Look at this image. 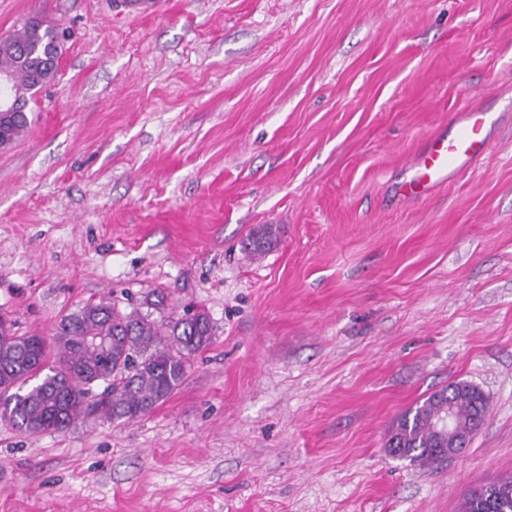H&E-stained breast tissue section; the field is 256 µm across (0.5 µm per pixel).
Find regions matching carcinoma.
<instances>
[{"instance_id":"obj_1","label":"carcinoma","mask_w":512,"mask_h":512,"mask_svg":"<svg viewBox=\"0 0 512 512\" xmlns=\"http://www.w3.org/2000/svg\"><path fill=\"white\" fill-rule=\"evenodd\" d=\"M61 45L58 27L44 19L0 38V73L16 95L25 99L54 80ZM27 128L26 114L0 112V147L15 144ZM278 232L274 224L261 225L251 253L270 249ZM143 304L146 313L105 300L87 304L59 321L52 342L7 327L0 334V418L41 434L85 416L130 423L165 401L184 382L190 358L210 344L213 325L204 311L174 317L157 293ZM39 376L41 382L29 385ZM448 405L461 437L472 436L488 413L477 388L450 384L399 417L387 440L391 451L426 468L457 453L434 427ZM462 512H512V474L471 491Z\"/></svg>"}]
</instances>
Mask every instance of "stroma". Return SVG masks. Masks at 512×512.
Instances as JSON below:
<instances>
[{"label": "stroma", "instance_id": "stroma-1", "mask_svg": "<svg viewBox=\"0 0 512 512\" xmlns=\"http://www.w3.org/2000/svg\"><path fill=\"white\" fill-rule=\"evenodd\" d=\"M33 16L66 38L0 149V314L49 337L160 290L214 335L136 422L0 419V512H460L512 473V0H0V36ZM478 106L487 152L402 202ZM455 382L488 401L468 447L390 455ZM279 227L274 224H263L256 231L253 232L251 237L252 243L249 245L250 253L260 255L266 250L270 249L271 245L277 239Z\"/></svg>", "mask_w": 512, "mask_h": 512}]
</instances>
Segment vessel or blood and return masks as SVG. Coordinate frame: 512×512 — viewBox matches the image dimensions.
<instances>
[{
    "instance_id": "vessel-or-blood-1",
    "label": "vessel or blood",
    "mask_w": 512,
    "mask_h": 512,
    "mask_svg": "<svg viewBox=\"0 0 512 512\" xmlns=\"http://www.w3.org/2000/svg\"><path fill=\"white\" fill-rule=\"evenodd\" d=\"M453 135L436 134L409 162L411 178L401 192L418 200L466 171L486 152L487 118L484 112L471 110L455 115Z\"/></svg>"
}]
</instances>
